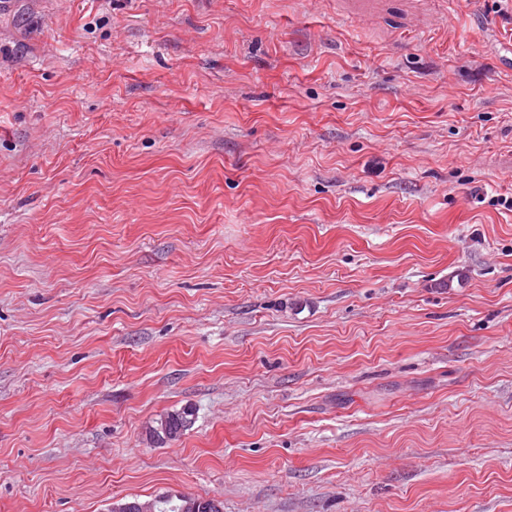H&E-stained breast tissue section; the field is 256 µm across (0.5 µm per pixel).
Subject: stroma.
<instances>
[{
    "label": "stroma",
    "mask_w": 512,
    "mask_h": 512,
    "mask_svg": "<svg viewBox=\"0 0 512 512\" xmlns=\"http://www.w3.org/2000/svg\"><path fill=\"white\" fill-rule=\"evenodd\" d=\"M511 42L496 0H0V512H512ZM195 408L186 406L179 410L168 412L160 418L158 427H151L146 432L149 440L156 444H167L177 441L189 430L195 419ZM187 497L176 496L175 499L170 496H160L152 501L153 512H217L213 506V498H204L192 496L189 501L195 506L192 511H185L184 506L187 504Z\"/></svg>",
    "instance_id": "stroma-1"
}]
</instances>
